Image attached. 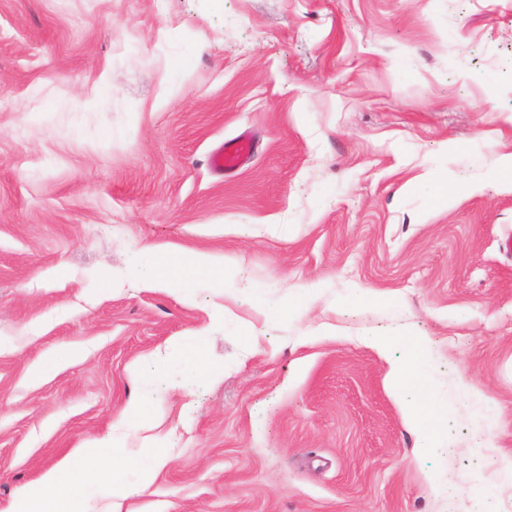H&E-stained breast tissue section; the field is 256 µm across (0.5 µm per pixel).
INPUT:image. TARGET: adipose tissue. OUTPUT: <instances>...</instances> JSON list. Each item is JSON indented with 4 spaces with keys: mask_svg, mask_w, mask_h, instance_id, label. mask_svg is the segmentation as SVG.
Listing matches in <instances>:
<instances>
[{
    "mask_svg": "<svg viewBox=\"0 0 512 512\" xmlns=\"http://www.w3.org/2000/svg\"><path fill=\"white\" fill-rule=\"evenodd\" d=\"M146 264L139 277L142 287H184L191 278L202 272H210L216 285H223L226 267L217 265L214 257L205 251L183 248L172 253L163 246H146ZM411 360L402 366H393L389 373L392 390L407 420L416 423V449L419 454L436 450L433 433L419 428L418 423L434 411L439 396L444 395L443 383L437 382L431 370L432 353L425 337L414 336Z\"/></svg>",
    "mask_w": 512,
    "mask_h": 512,
    "instance_id": "1",
    "label": "adipose tissue"
}]
</instances>
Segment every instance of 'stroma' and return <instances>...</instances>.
I'll list each match as a JSON object with an SVG mask.
<instances>
[{
    "label": "stroma",
    "instance_id": "obj_1",
    "mask_svg": "<svg viewBox=\"0 0 512 512\" xmlns=\"http://www.w3.org/2000/svg\"><path fill=\"white\" fill-rule=\"evenodd\" d=\"M507 152L512 0H0V512L197 332L223 371L157 395L166 462L120 512H512ZM147 244L242 277L142 287ZM408 335L472 389L425 457ZM249 152V140L246 137H238L224 143V146L216 150L212 155L211 162L216 169L234 167L244 161Z\"/></svg>",
    "mask_w": 512,
    "mask_h": 512
}]
</instances>
